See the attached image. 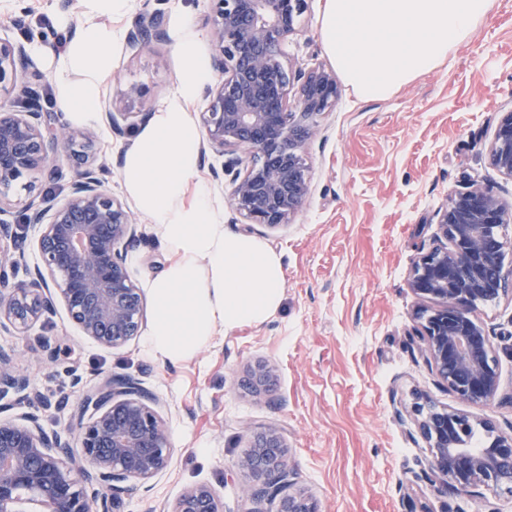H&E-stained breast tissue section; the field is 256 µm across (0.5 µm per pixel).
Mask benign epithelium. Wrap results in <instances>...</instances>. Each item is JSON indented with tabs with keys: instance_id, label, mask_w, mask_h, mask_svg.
<instances>
[{
	"instance_id": "7a95c632",
	"label": "benign epithelium",
	"mask_w": 512,
	"mask_h": 512,
	"mask_svg": "<svg viewBox=\"0 0 512 512\" xmlns=\"http://www.w3.org/2000/svg\"><path fill=\"white\" fill-rule=\"evenodd\" d=\"M218 74L206 90L200 113L207 149L222 156L246 150L257 158L235 173L229 204L250 224H286L309 191L301 148L316 134L313 118L336 104L331 70L293 74L281 61V47L296 31L306 0H209ZM166 36L164 17L145 10L128 32L126 46L140 49ZM40 73L26 46L0 38V210L9 187L21 178L53 172L52 157L66 152L82 161L66 197L31 200L27 224L42 225L37 250L42 267L26 284L7 288L16 261L0 247V325L21 334L62 304L82 335L114 349L139 335L144 317L140 289L126 267L129 249L140 240L131 209L102 185L91 131H78L57 112L38 105ZM144 112L106 113L113 132L144 124ZM491 164L512 178V111L499 122L489 149ZM512 218L489 191L473 184L455 193L438 212L445 242L421 254L410 288L440 305L422 325L428 359L439 377L465 405L486 406L500 389L498 360L491 338L471 314L483 296L495 298L489 270L499 264L501 228ZM54 289H49V286ZM274 369L251 367L255 391L268 387ZM27 380L0 373V399L22 392ZM157 401L129 375L112 376L87 393L77 422V446L47 435L34 421L0 419V512H111L112 497L162 472L171 458L165 421ZM411 413L429 442V469L450 493L487 486L512 497V433L473 451L460 441L469 424L485 420L457 410L438 411L416 401ZM257 484L244 488L250 499L276 497L291 470L282 434L252 435L251 449L238 460ZM169 512H220L207 485L186 489ZM281 512H316L302 496L281 501Z\"/></svg>"
}]
</instances>
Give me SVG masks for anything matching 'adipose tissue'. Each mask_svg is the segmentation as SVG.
<instances>
[{
	"instance_id": "ef3b65f1",
	"label": "adipose tissue",
	"mask_w": 512,
	"mask_h": 512,
	"mask_svg": "<svg viewBox=\"0 0 512 512\" xmlns=\"http://www.w3.org/2000/svg\"><path fill=\"white\" fill-rule=\"evenodd\" d=\"M77 36L54 62L57 102L72 119L99 121L101 84L112 71V50L120 33L110 17L123 14L129 0H83ZM197 33L183 23L177 49L184 64L177 88L124 151L122 185L134 206L154 225L173 261L150 283L153 319L149 352L177 363L193 356L217 328L266 322L283 298L280 255L262 242L224 231V219L198 185L200 136L188 110L212 72L195 53ZM196 199L185 204L188 186Z\"/></svg>"
}]
</instances>
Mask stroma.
<instances>
[{"label": "stroma", "mask_w": 512, "mask_h": 512, "mask_svg": "<svg viewBox=\"0 0 512 512\" xmlns=\"http://www.w3.org/2000/svg\"><path fill=\"white\" fill-rule=\"evenodd\" d=\"M325 0H307L297 33L283 46L293 71L331 66L319 35ZM161 12L166 36L139 51L114 49L100 108L155 112L176 90L183 58L176 48L181 18L198 32L196 50L212 58L209 0H130L112 24L129 32L143 10ZM82 20L63 0H0V37L55 47L72 40ZM143 89L126 98L128 85ZM512 110V0H493L467 44L435 71L382 99H362L339 86L333 111L315 116L317 133L302 151L309 195L289 224H249L228 204L230 181L215 179L222 157L199 165L226 233L256 238L284 267L280 308L262 325L217 331L210 344L173 365L153 357L144 336L106 349L83 336L64 307L41 318L31 335L0 328V353L12 373L26 376L28 400L6 399L9 417L30 416L50 435L73 438L83 395L112 375L130 374L159 401L172 448L168 467L119 494L112 512H163L183 491L210 486L222 512H280V498L250 502L242 489L250 473L235 466L247 452L248 430L278 429L290 461L287 494L313 501L318 512H477L488 502L512 512V497L484 490L482 499L445 492L429 470L431 451L410 415L415 397L436 408L465 409L512 433V289L474 309L498 355L500 391L490 405L463 407L431 368L417 313L422 300L409 286L422 251L437 244L436 214L451 195L477 183L512 203V179L489 165L487 149L503 112ZM95 147L107 165L105 185L118 198L122 152L130 136L94 125ZM62 178L39 176L35 189L17 182L10 225L17 264L10 285L28 281L40 257L42 227L21 220L34 192L63 197L78 164L54 158ZM144 239L127 259L140 289L168 264L157 230L139 217ZM275 369L270 392L244 385L249 368ZM62 402L50 411L32 396Z\"/></svg>", "instance_id": "35a3bbf8"}]
</instances>
